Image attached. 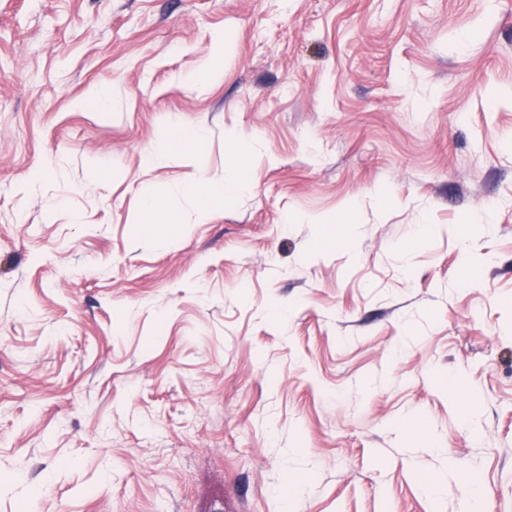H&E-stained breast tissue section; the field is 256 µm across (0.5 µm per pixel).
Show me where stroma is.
I'll return each mask as SVG.
<instances>
[{
    "label": "stroma",
    "mask_w": 512,
    "mask_h": 512,
    "mask_svg": "<svg viewBox=\"0 0 512 512\" xmlns=\"http://www.w3.org/2000/svg\"><path fill=\"white\" fill-rule=\"evenodd\" d=\"M26 503L512 512V0H0ZM243 189V185L236 179H224L223 183L209 185L205 190H200L196 185H190L186 191L197 199L200 213L205 214L209 210L222 206L227 195L236 194Z\"/></svg>",
    "instance_id": "stroma-1"
}]
</instances>
